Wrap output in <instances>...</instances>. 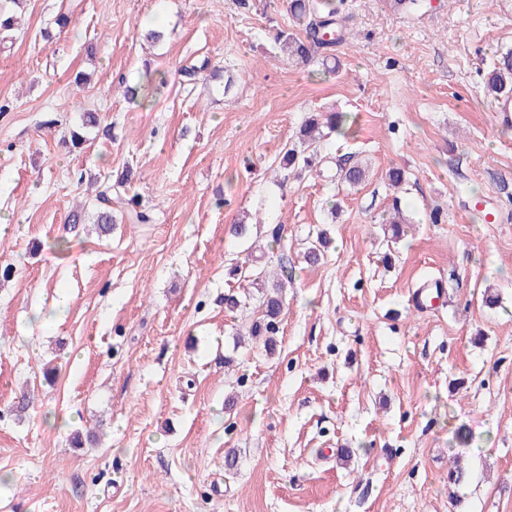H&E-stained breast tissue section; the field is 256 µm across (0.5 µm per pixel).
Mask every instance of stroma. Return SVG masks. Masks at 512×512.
<instances>
[{
    "label": "stroma",
    "mask_w": 512,
    "mask_h": 512,
    "mask_svg": "<svg viewBox=\"0 0 512 512\" xmlns=\"http://www.w3.org/2000/svg\"><path fill=\"white\" fill-rule=\"evenodd\" d=\"M344 8L329 72L280 54L287 0H26L0 48V512H512V123L483 92L512 0ZM330 110L347 121L321 163L281 169ZM350 156L370 169L354 188ZM126 169L153 221L98 235L96 195ZM286 262L275 346L237 344L259 310L233 267Z\"/></svg>",
    "instance_id": "1"
}]
</instances>
